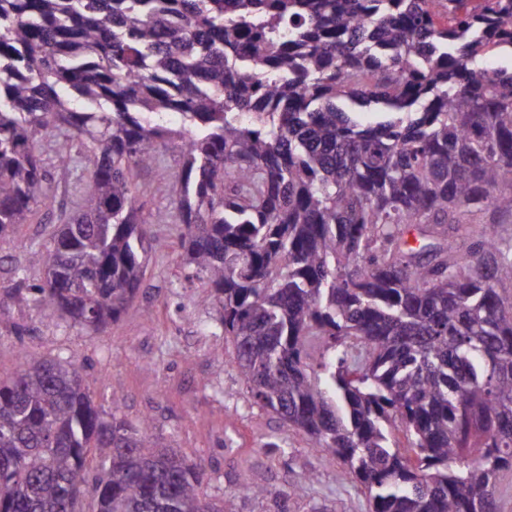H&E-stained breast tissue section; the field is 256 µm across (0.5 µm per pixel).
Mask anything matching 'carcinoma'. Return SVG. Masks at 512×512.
I'll list each match as a JSON object with an SVG mask.
<instances>
[{"instance_id": "cac0c4a2", "label": "carcinoma", "mask_w": 512, "mask_h": 512, "mask_svg": "<svg viewBox=\"0 0 512 512\" xmlns=\"http://www.w3.org/2000/svg\"><path fill=\"white\" fill-rule=\"evenodd\" d=\"M465 2L0 0V233L50 200L45 139L84 147L57 176L90 173L43 285L18 268L0 303L33 291L45 316L99 332L141 286L148 225L174 213L255 403L355 476L372 512H498L512 65L485 56L512 55V0ZM172 142L171 209L148 212L134 171ZM120 404L105 417L79 364L23 354L0 378V512H84L88 493L92 512H237Z\"/></svg>"}]
</instances>
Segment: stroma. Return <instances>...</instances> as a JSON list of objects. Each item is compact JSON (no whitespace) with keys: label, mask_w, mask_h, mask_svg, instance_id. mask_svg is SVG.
Returning <instances> with one entry per match:
<instances>
[{"label":"stroma","mask_w":512,"mask_h":512,"mask_svg":"<svg viewBox=\"0 0 512 512\" xmlns=\"http://www.w3.org/2000/svg\"><path fill=\"white\" fill-rule=\"evenodd\" d=\"M180 149L170 144L160 168L142 170L134 182L151 189L153 209L165 208ZM88 186L78 170L51 186V202L33 223L0 237V288L15 269L35 286L45 279L40 250L60 217L74 212ZM155 248L142 286L121 318L92 333L63 320L42 322L34 301L0 306V377L13 374L21 353L66 357L83 367L96 405L120 417L148 419V433L205 471L207 499L237 495L238 512H370L359 482L341 465L326 464L321 448L283 427L248 394L236 367V350L219 325V311L204 280L183 266L179 225L153 224ZM28 326L16 335L17 326ZM264 486L263 498L238 496L241 484Z\"/></svg>","instance_id":"1"}]
</instances>
